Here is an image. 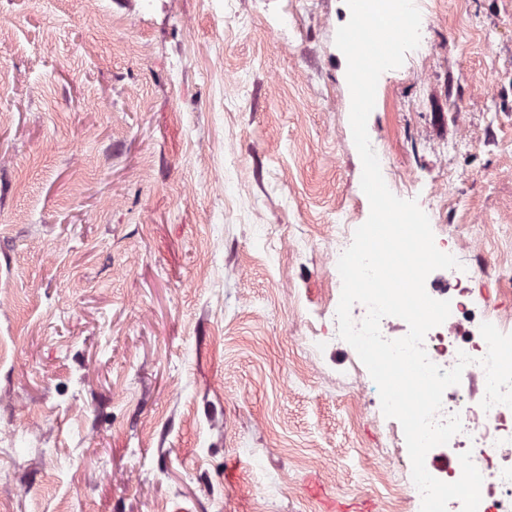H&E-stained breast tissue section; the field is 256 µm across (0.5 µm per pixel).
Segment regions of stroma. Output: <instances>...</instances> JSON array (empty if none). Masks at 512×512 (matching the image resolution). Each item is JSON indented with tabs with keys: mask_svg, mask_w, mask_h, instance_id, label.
Masks as SVG:
<instances>
[{
	"mask_svg": "<svg viewBox=\"0 0 512 512\" xmlns=\"http://www.w3.org/2000/svg\"><path fill=\"white\" fill-rule=\"evenodd\" d=\"M367 129L512 297V0H427ZM345 0H0V506L420 512L325 309Z\"/></svg>",
	"mask_w": 512,
	"mask_h": 512,
	"instance_id": "35a3bbf8",
	"label": "stroma"
}]
</instances>
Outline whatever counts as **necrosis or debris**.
Wrapping results in <instances>:
<instances>
[{"instance_id": "obj_1", "label": "necrosis or debris", "mask_w": 512, "mask_h": 512, "mask_svg": "<svg viewBox=\"0 0 512 512\" xmlns=\"http://www.w3.org/2000/svg\"><path fill=\"white\" fill-rule=\"evenodd\" d=\"M427 293L451 303L449 317L425 336L424 348L432 362L451 369L458 352L474 357L458 385L446 389L438 420L459 415L462 429L450 442L431 449L425 459L427 471L444 482H454L461 468L439 465L441 457L471 452L472 460L483 476L478 512H512V407L496 405L483 409L486 374L478 358L487 353L480 326L489 322L501 332L512 334V312L497 310L491 297L474 295L471 276L452 269L436 270L425 282Z\"/></svg>"}]
</instances>
